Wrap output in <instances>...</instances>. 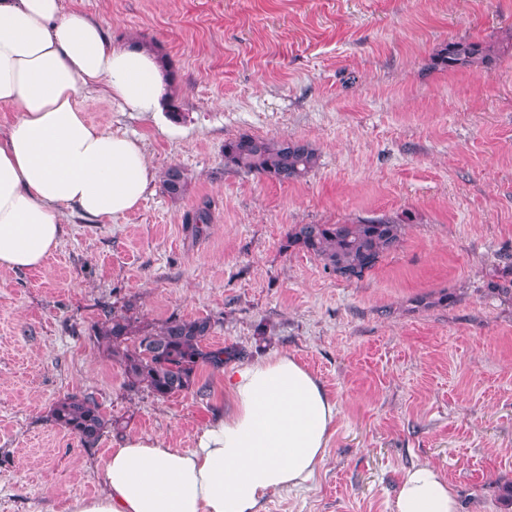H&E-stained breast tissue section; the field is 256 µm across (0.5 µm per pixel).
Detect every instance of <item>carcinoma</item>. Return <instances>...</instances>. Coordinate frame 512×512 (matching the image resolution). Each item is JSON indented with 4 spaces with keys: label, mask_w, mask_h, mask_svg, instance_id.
I'll list each match as a JSON object with an SVG mask.
<instances>
[{
    "label": "carcinoma",
    "mask_w": 512,
    "mask_h": 512,
    "mask_svg": "<svg viewBox=\"0 0 512 512\" xmlns=\"http://www.w3.org/2000/svg\"><path fill=\"white\" fill-rule=\"evenodd\" d=\"M512 50V28L497 41L451 40L433 56L440 70L482 69ZM317 149L309 142L262 138L242 134L224 141V165L271 178L281 184L305 179L319 165ZM162 184L169 197L188 190V179L178 166L167 168ZM403 220L381 218L351 224H295L287 234V247L313 255L323 267L346 280H360L394 250L403 236ZM107 311L97 325L95 340L119 363L125 386L141 388L167 398L187 393L198 384L202 367H224L228 348L207 344L215 322L209 317L171 316L154 328L130 314ZM50 420L92 448L119 422L103 413L92 396L71 393L50 409Z\"/></svg>",
    "instance_id": "cac0c4a2"
}]
</instances>
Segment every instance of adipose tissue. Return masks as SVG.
I'll return each mask as SVG.
<instances>
[{"label": "adipose tissue", "mask_w": 512, "mask_h": 512, "mask_svg": "<svg viewBox=\"0 0 512 512\" xmlns=\"http://www.w3.org/2000/svg\"><path fill=\"white\" fill-rule=\"evenodd\" d=\"M105 85L126 112L169 101L167 68L148 42L113 43L65 0H0V270L43 266L69 214L108 224L136 209L154 171L136 138L86 118L83 91ZM336 402L292 356L224 370V409L193 447L129 435L101 463L104 490L71 512H260L271 495L313 478ZM393 512H457L440 470L408 469Z\"/></svg>", "instance_id": "adipose-tissue-1"}]
</instances>
